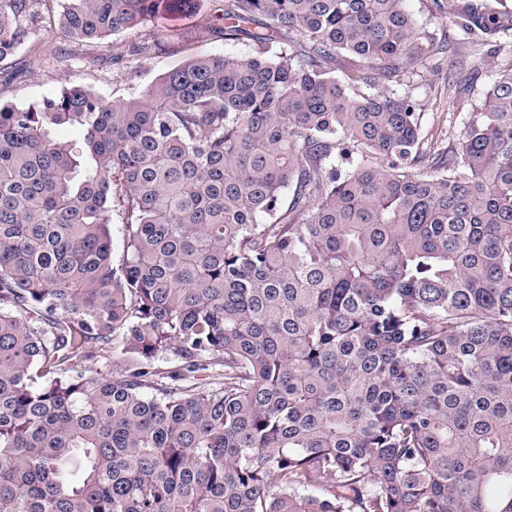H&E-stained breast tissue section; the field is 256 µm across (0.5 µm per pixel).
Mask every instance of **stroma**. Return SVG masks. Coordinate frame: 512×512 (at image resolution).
I'll use <instances>...</instances> for the list:
<instances>
[{"mask_svg":"<svg viewBox=\"0 0 512 512\" xmlns=\"http://www.w3.org/2000/svg\"><path fill=\"white\" fill-rule=\"evenodd\" d=\"M407 8L418 23L448 39L447 53L438 55L431 68L410 73L405 82L422 105L425 133L456 144L465 116L478 104L485 87L486 60H494L499 66L511 65L512 42L491 54L475 40L462 38L450 15L434 0H407ZM208 22L206 0H196L191 13L157 17L147 24V31L159 39L178 42L179 47L138 63L130 74L112 66L97 71L83 69L76 63L83 51L81 45L63 40L54 28L35 30L38 53L24 49L18 54L32 70V77L5 87L0 96L17 104H30L54 96L62 88L81 86L112 101L127 99L142 94L158 77L193 55L248 52V45L242 42L203 38Z\"/></svg>","mask_w":512,"mask_h":512,"instance_id":"stroma-1","label":"stroma"}]
</instances>
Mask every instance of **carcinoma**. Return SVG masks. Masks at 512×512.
Returning <instances> with one entry per match:
<instances>
[{"instance_id":"1","label":"carcinoma","mask_w":512,"mask_h":512,"mask_svg":"<svg viewBox=\"0 0 512 512\" xmlns=\"http://www.w3.org/2000/svg\"><path fill=\"white\" fill-rule=\"evenodd\" d=\"M58 3L0 0V86L37 26L129 68L176 44L111 38L193 7ZM209 10L251 53L0 97V512H512V67L444 147L392 88L448 51L406 0ZM441 10L512 35L507 0ZM132 363L128 354H124L120 348L114 347L110 352L104 353L102 357H97L94 361V368L101 370L104 374L112 372H123L128 369Z\"/></svg>"}]
</instances>
